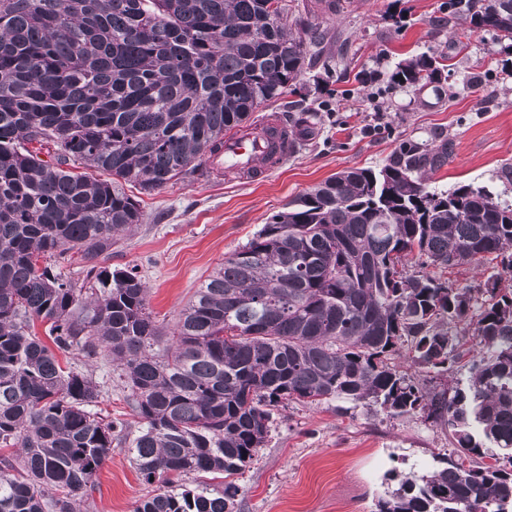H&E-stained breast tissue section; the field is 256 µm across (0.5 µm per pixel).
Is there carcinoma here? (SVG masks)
Listing matches in <instances>:
<instances>
[{
  "instance_id": "obj_1",
  "label": "carcinoma",
  "mask_w": 512,
  "mask_h": 512,
  "mask_svg": "<svg viewBox=\"0 0 512 512\" xmlns=\"http://www.w3.org/2000/svg\"><path fill=\"white\" fill-rule=\"evenodd\" d=\"M445 10L512 41V0ZM285 12L283 0H0V512H75L114 443L158 484L133 512H235L231 477L264 447L272 411L334 399L423 414L454 439L458 458L404 478L376 512H512V204L430 187L451 139L404 141L382 168L348 167L289 202L171 330L135 270L101 266L143 221L127 189L202 172L333 45ZM447 60L405 59L393 79L422 88ZM72 253L80 287L42 264ZM462 266L490 275L448 283ZM73 351L116 364L136 431L95 411L101 385L58 359ZM413 368L466 378L427 389ZM494 448L508 466L481 463ZM220 472L222 490L185 484Z\"/></svg>"
}]
</instances>
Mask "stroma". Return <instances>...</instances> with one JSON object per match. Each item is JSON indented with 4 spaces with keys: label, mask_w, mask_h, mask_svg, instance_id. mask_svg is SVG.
<instances>
[{
    "label": "stroma",
    "mask_w": 512,
    "mask_h": 512,
    "mask_svg": "<svg viewBox=\"0 0 512 512\" xmlns=\"http://www.w3.org/2000/svg\"><path fill=\"white\" fill-rule=\"evenodd\" d=\"M444 0H347L342 12L319 16L348 52L330 67L307 68L295 100L314 112L312 135H295V148L272 174L255 182L198 175L140 195L144 220L113 246L112 268H133L149 287V307L174 325L201 283L225 257L249 243L268 218L293 198L347 167L378 169L403 140L441 132L455 151L433 177L437 189L468 184L512 204V41L465 23L442 22ZM467 35L469 47L455 54ZM454 54L435 84H394L398 64L416 54ZM383 131L365 135L366 126ZM104 390L102 414L135 426L109 359L88 364ZM448 430L420 414L394 417L385 409L335 399L317 407L295 403L274 410L264 448L239 475L236 512H375L393 488L390 474L419 476L436 457L451 455ZM126 448H113L83 512H133L152 494Z\"/></svg>",
    "instance_id": "35a3bbf8"
}]
</instances>
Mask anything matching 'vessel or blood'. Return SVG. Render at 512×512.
<instances>
[{
	"label": "vessel or blood",
	"mask_w": 512,
	"mask_h": 512,
	"mask_svg": "<svg viewBox=\"0 0 512 512\" xmlns=\"http://www.w3.org/2000/svg\"><path fill=\"white\" fill-rule=\"evenodd\" d=\"M289 144L287 125L279 115L268 114L227 133L220 154L208 164L223 169L226 178L252 181L278 169L288 157Z\"/></svg>",
	"instance_id": "b4317fda"
}]
</instances>
